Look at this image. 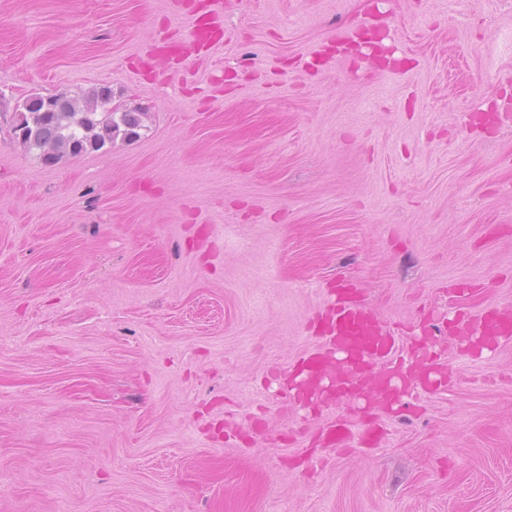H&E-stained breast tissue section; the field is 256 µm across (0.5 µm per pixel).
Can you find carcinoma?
I'll return each instance as SVG.
<instances>
[{
  "label": "carcinoma",
  "instance_id": "1",
  "mask_svg": "<svg viewBox=\"0 0 512 512\" xmlns=\"http://www.w3.org/2000/svg\"><path fill=\"white\" fill-rule=\"evenodd\" d=\"M112 94L108 87L80 89L55 100L42 95L23 115L22 134L18 142L29 150L39 151L47 163L67 156L96 152L117 139L141 137L144 113L137 109L108 112L105 100Z\"/></svg>",
  "mask_w": 512,
  "mask_h": 512
}]
</instances>
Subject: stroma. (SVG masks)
Wrapping results in <instances>:
<instances>
[{
	"mask_svg": "<svg viewBox=\"0 0 512 512\" xmlns=\"http://www.w3.org/2000/svg\"><path fill=\"white\" fill-rule=\"evenodd\" d=\"M0 0V512H512V342L378 446L289 445L277 376L337 278L390 325L512 302V0ZM390 27L399 67L332 59ZM106 86L139 139L43 162L28 92ZM222 2L220 0H213L210 2L209 6L212 7L211 11L213 12V20L210 22H214L217 20L218 15L216 11L220 8V4ZM205 22L203 24L202 21H198L194 24L191 33H190V42L199 46H207L216 40L215 31L211 28V23ZM214 24V23H213ZM203 26L207 27V32H203ZM210 33V34H208Z\"/></svg>",
	"mask_w": 512,
	"mask_h": 512,
	"instance_id": "1",
	"label": "stroma"
}]
</instances>
